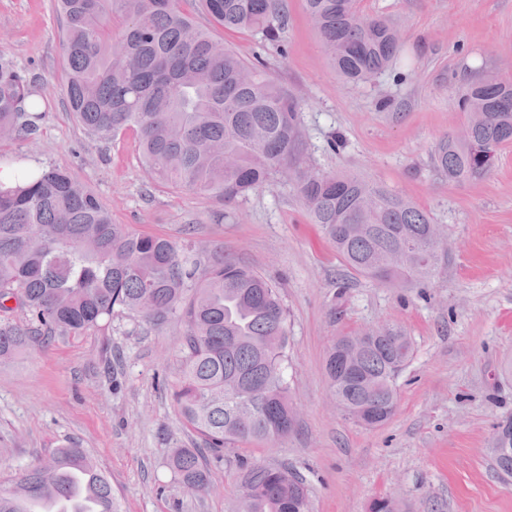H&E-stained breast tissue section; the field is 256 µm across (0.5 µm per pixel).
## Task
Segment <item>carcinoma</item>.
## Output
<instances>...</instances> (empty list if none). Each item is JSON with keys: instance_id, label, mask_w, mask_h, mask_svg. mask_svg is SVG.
Returning a JSON list of instances; mask_svg holds the SVG:
<instances>
[{"instance_id": "obj_1", "label": "carcinoma", "mask_w": 512, "mask_h": 512, "mask_svg": "<svg viewBox=\"0 0 512 512\" xmlns=\"http://www.w3.org/2000/svg\"><path fill=\"white\" fill-rule=\"evenodd\" d=\"M260 33L280 42L284 0H56L64 37L63 92L78 123L101 139L130 132L157 183L190 190L229 206L287 179L312 222L353 272L368 278L395 254L402 266L388 281L405 285L433 276L443 245L428 238L432 220L404 198L347 173L320 174L306 164L300 103L224 41L200 26ZM323 50L338 76L363 82L402 51L398 28L366 16L356 0H304ZM35 82L0 49V140L34 135L42 120ZM466 114L479 113L471 140L444 136L436 168L450 181L476 179L498 151L512 145V81L490 78L459 95ZM15 303L22 323L0 319V361L57 332L99 326L117 310L153 324L185 325L174 407L211 458L224 447L273 442L295 428L287 315L278 286L224 244L201 256L190 242L135 233L65 169L25 174L0 186V314ZM412 352L397 332L354 356L344 337L326 359L338 407L361 419L375 406L393 415L396 377ZM203 448V449H205ZM200 447L175 448L166 461L174 480L203 494L210 458ZM499 472L512 476V420L498 425L492 448ZM95 475L97 512H120L112 488L82 448H56L29 464L15 486L0 489V512L66 497L62 468ZM233 512H309L310 493L285 468L253 463L237 475Z\"/></svg>"}]
</instances>
